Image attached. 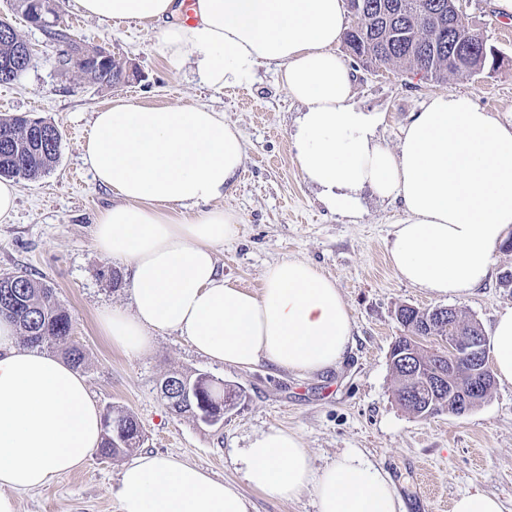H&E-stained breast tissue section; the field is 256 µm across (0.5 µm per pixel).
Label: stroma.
<instances>
[{
  "mask_svg": "<svg viewBox=\"0 0 512 512\" xmlns=\"http://www.w3.org/2000/svg\"><path fill=\"white\" fill-rule=\"evenodd\" d=\"M1 14L29 43L35 64L17 81L0 84V116L43 119L59 130L61 144L50 173L16 181V209L0 223V278L26 272L53 289L74 319L91 397L100 409L135 417L144 435L141 452L178 457L235 484L248 512H318L313 490L273 500L243 479L246 448L262 432L280 428L300 437L314 473L346 453L386 471L399 512H453L455 499L476 491L498 496L503 512H512V384L495 383L490 398L468 415L421 418L398 404L389 363L402 333L396 313L403 305L452 307L491 331L497 314L512 308V289L500 284L502 273L512 271V251L496 250L490 277L469 295L438 298L412 287L388 257L394 226L404 217L401 202L366 190L356 216L327 208L298 165L294 135L302 106L289 97L275 66L258 67L242 86L215 90L191 64L167 63L152 27L82 17L74 0H64L60 19L77 40L135 71L126 83L99 86L77 70L58 68L55 45L13 12L11 0H0ZM463 21L500 52L499 66L436 81L406 65L363 64L337 42L336 53L353 78L352 102L379 115L377 137L384 146L398 149L413 115L448 91L467 93L501 120L512 119V19L498 13L494 0H464ZM120 99L157 107L206 105L240 129L244 164L215 203L236 215L238 232L216 248L218 269L252 290L260 288L266 266L282 259L309 261L334 279L353 317V343L343 363L301 377L261 365L242 370L210 362L174 333L155 334L150 350L137 356L103 336L101 313L131 306L130 272L126 262L94 246L96 217L115 197L94 182L83 152L93 112ZM175 371L210 375L239 386L244 397L219 428L173 414L159 383ZM132 459L129 453L92 455L49 487L20 495L19 512H119L114 490Z\"/></svg>",
  "mask_w": 512,
  "mask_h": 512,
  "instance_id": "obj_1",
  "label": "stroma"
}]
</instances>
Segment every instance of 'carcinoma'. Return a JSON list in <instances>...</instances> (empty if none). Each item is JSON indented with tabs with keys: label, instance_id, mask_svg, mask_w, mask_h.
I'll return each instance as SVG.
<instances>
[{
	"label": "carcinoma",
	"instance_id": "carcinoma-1",
	"mask_svg": "<svg viewBox=\"0 0 512 512\" xmlns=\"http://www.w3.org/2000/svg\"><path fill=\"white\" fill-rule=\"evenodd\" d=\"M367 5L361 26L344 33V41L352 53L364 58L369 65H389L407 63L417 71L430 74L434 80H443L448 74H474L478 65L490 66L494 60L475 56L461 66L448 67V54L434 55L430 45L440 38L453 35L457 38L478 37L462 21V16L454 15L444 20L443 28L435 24L420 12L422 4H446L448 0H362ZM45 37L58 47L57 64L68 67L70 58L81 49V43L70 29L53 25L46 29ZM23 39L12 32L9 39L0 37V66L11 59ZM91 83L112 87L120 84L124 78V68L119 61L102 65L83 72ZM50 136L41 141L34 129L26 128V120L19 116L0 119V178H34L52 170L58 161L61 134L52 125L44 126ZM431 310H420L402 305L397 310V319L404 327L405 334L395 342L413 347L421 362V370L416 377L410 376L400 364H390L397 382L395 395L401 407L409 412H423L430 416L448 409V395L428 401L427 379L437 367V360L428 354L417 336L428 335L425 321ZM0 317L14 322L19 339L31 347L56 351L64 356L76 369L83 366V350L70 342L73 329L71 314L57 301L53 289L32 275L22 272L0 279ZM478 336L483 333L480 323L466 319L460 314L445 319L439 336ZM236 387L222 381L213 383L210 390L204 392L208 399L223 396H236ZM104 433L98 453L110 457L119 452L137 448L141 444L142 434L135 418L122 410L112 409L103 414Z\"/></svg>",
	"mask_w": 512,
	"mask_h": 512
}]
</instances>
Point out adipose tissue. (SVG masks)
<instances>
[{
  "label": "adipose tissue",
  "mask_w": 512,
  "mask_h": 512,
  "mask_svg": "<svg viewBox=\"0 0 512 512\" xmlns=\"http://www.w3.org/2000/svg\"><path fill=\"white\" fill-rule=\"evenodd\" d=\"M86 16L158 24L171 64L190 61L220 90L273 64L304 110L297 160L326 206L342 216L361 192L400 199L389 257L407 283L438 297L468 295L488 278L496 248L512 235V122L464 93L432 96L402 130L399 151L375 139L376 113L351 102L352 77L334 47L343 0H197L196 18L175 21V0H76ZM242 135L207 106L154 107L119 101L94 112L84 158L116 204L101 211L94 245L131 269V311L101 314L114 347L139 355L152 334L184 337L209 361L259 364L308 376L341 364L353 341L351 313L334 280L313 264L268 265L253 292L224 278L214 249L236 217L212 208L244 162ZM494 373L512 383V308L491 336ZM103 435L102 412L84 377L62 358L18 345L0 319V512L19 493L42 489L84 466ZM245 479L271 499L313 488L319 512H396L390 476L346 455L311 479L301 440L282 429L246 450ZM120 512H247L237 487L173 456L144 454L115 490Z\"/></svg>",
  "instance_id": "obj_1"
}]
</instances>
